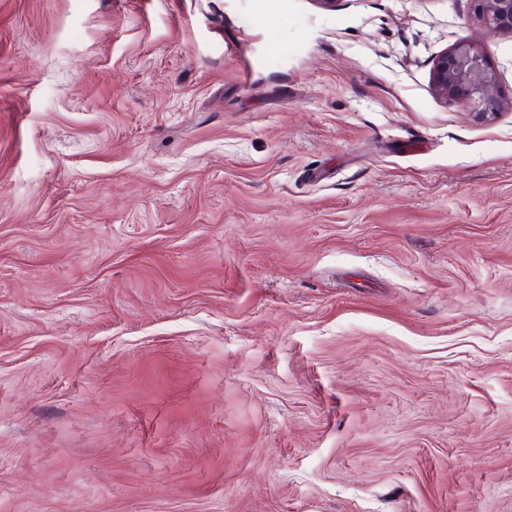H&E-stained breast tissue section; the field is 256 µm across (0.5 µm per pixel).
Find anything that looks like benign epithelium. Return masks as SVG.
Returning <instances> with one entry per match:
<instances>
[{"instance_id":"7a95c632","label":"benign epithelium","mask_w":512,"mask_h":512,"mask_svg":"<svg viewBox=\"0 0 512 512\" xmlns=\"http://www.w3.org/2000/svg\"><path fill=\"white\" fill-rule=\"evenodd\" d=\"M475 15L488 29L512 32V0H474ZM432 86L444 101H464L474 118L487 121L512 109L490 60L468 39L457 41L437 57Z\"/></svg>"}]
</instances>
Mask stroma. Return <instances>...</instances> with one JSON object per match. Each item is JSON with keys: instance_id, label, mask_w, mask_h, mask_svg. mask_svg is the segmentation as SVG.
<instances>
[{"instance_id": "stroma-1", "label": "stroma", "mask_w": 512, "mask_h": 512, "mask_svg": "<svg viewBox=\"0 0 512 512\" xmlns=\"http://www.w3.org/2000/svg\"><path fill=\"white\" fill-rule=\"evenodd\" d=\"M471 0H0V512H512V109ZM435 94L448 103L464 101L474 118L487 121L500 111L512 109V96L505 95L490 60L468 39L457 41L437 57L433 66Z\"/></svg>"}]
</instances>
